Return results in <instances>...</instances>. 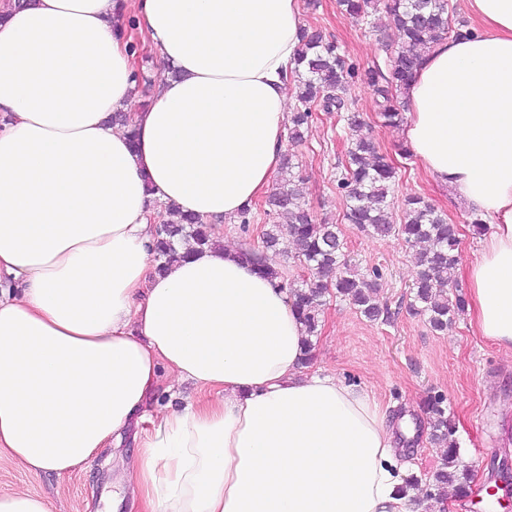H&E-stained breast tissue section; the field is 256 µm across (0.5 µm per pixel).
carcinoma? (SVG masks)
<instances>
[{
  "label": "carcinoma",
  "mask_w": 512,
  "mask_h": 512,
  "mask_svg": "<svg viewBox=\"0 0 512 512\" xmlns=\"http://www.w3.org/2000/svg\"><path fill=\"white\" fill-rule=\"evenodd\" d=\"M339 6L351 17L365 20L375 10L376 3L375 0H339ZM386 13L396 31V47L387 56L384 66L376 64L365 71L364 82L376 95L383 124L396 126L402 120V112L395 92L408 84L421 55L431 44L444 37L458 36L460 31L451 26L447 0H387ZM294 64L298 104L295 111L288 113L287 131L291 142L303 141L304 130L316 111L334 112L339 118L344 116L351 127L361 125L346 97L347 87L358 77V70L340 53L338 46L325 41L319 30L305 29ZM340 168L337 185L346 199L344 219L372 237L397 238L416 249L412 309L427 317L433 331H448L466 307V297L458 283L448 277L459 262L457 225L448 223L443 214L417 195L405 200L401 218H396L388 196L397 167L379 153L367 136L348 143ZM268 203L275 214L288 217L295 245L294 257L308 274L298 285L282 284L294 298L306 329L301 362L307 365L313 359V337L317 336L325 296L332 294L375 321L383 312L377 283L381 274L375 271L371 279L358 274L343 253L344 242L337 225L316 222L295 188L293 163L289 157L281 167V187ZM163 210L153 244L158 269L176 258L178 247L182 245L188 246L190 252L215 245L210 225L200 218L183 214L170 205ZM262 239L263 249L243 250L241 257L258 266L268 277L279 278L281 274L269 256L271 252L288 254V249L279 248V225H270L262 233ZM425 411L432 440L445 448L441 467L428 477L434 491L427 493V497L441 496L440 490L450 482L456 484L458 494L464 497L470 491V473L460 468L459 448L453 439L455 426L448 416L445 398L441 395L429 398Z\"/></svg>",
  "instance_id": "carcinoma-1"
}]
</instances>
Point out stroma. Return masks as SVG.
Instances as JSON below:
<instances>
[{"instance_id":"1","label":"stroma","mask_w":512,"mask_h":512,"mask_svg":"<svg viewBox=\"0 0 512 512\" xmlns=\"http://www.w3.org/2000/svg\"><path fill=\"white\" fill-rule=\"evenodd\" d=\"M301 12L307 27L335 42L359 69L383 63L385 45L393 37L384 9L362 22L341 13L336 0H314L302 5ZM348 96L362 122L361 133L370 136L382 154L399 159L404 146L401 129L383 125L368 86L354 81ZM351 135L335 113L319 112L302 143L284 146L306 206L317 219L338 225L360 274L368 276L375 270L381 274L383 313L378 320H368L348 302L327 297L310 368L370 389L393 418L405 420L408 431L401 436V461L411 475L432 474L442 463L443 450L431 440L422 406L427 396H445L455 422L460 465L472 476V491H486L499 483L497 463H512V354L475 336L466 317H459L447 332L436 333L425 316L410 312L413 249L395 238L369 237L344 218L346 200L336 186V175ZM414 194L432 203L449 223L463 227L461 258L469 260L482 241L467 230L470 211L448 187L432 183L411 159L399 170L391 199L398 205ZM198 396L190 382L173 392L166 385L157 386L147 397L143 420L124 432L119 445L97 449L88 463L66 474L31 476L1 454L0 495L27 492L45 499L51 512H140L139 504L129 500L117 507L112 504L113 495L121 493L129 477L127 463L138 452L137 439L150 430V417L165 405H180Z\"/></svg>"}]
</instances>
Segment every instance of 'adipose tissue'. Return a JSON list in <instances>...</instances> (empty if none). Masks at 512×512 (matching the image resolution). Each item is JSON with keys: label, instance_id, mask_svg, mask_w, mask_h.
Returning <instances> with one entry per match:
<instances>
[{"label": "adipose tissue", "instance_id": "adipose-tissue-1", "mask_svg": "<svg viewBox=\"0 0 512 512\" xmlns=\"http://www.w3.org/2000/svg\"><path fill=\"white\" fill-rule=\"evenodd\" d=\"M425 52L406 147L492 231L468 260L473 332L512 353V0ZM134 11L176 78L132 109ZM300 0H29L0 12V453L87 463L161 382L201 397L151 419L128 463L142 512H419L376 397L302 373L287 289L216 246L157 272L154 201L231 224L283 154ZM131 127L108 124L118 109Z\"/></svg>", "mask_w": 512, "mask_h": 512}]
</instances>
